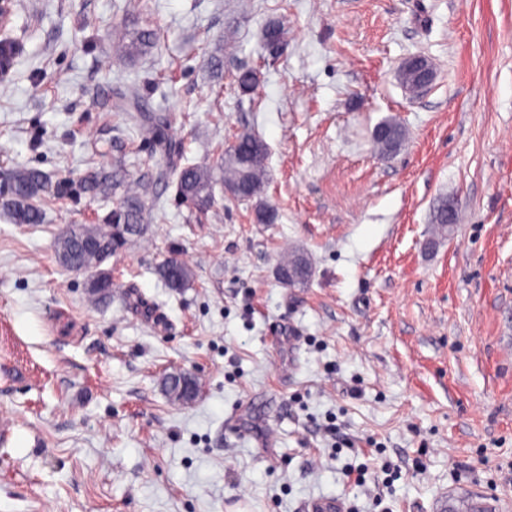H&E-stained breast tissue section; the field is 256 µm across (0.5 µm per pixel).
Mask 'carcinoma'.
<instances>
[{"instance_id": "obj_1", "label": "carcinoma", "mask_w": 512, "mask_h": 512, "mask_svg": "<svg viewBox=\"0 0 512 512\" xmlns=\"http://www.w3.org/2000/svg\"><path fill=\"white\" fill-rule=\"evenodd\" d=\"M285 28L278 21H270L263 31V46L285 42ZM156 43V34L150 30L132 29L122 37L118 46L119 54L134 59L151 51ZM114 111L126 115L133 121L142 137L163 144L172 117L165 113L141 112L139 93L130 86L113 103ZM388 126L382 137H374L381 154L393 151L403 143L405 130L399 124L383 121ZM267 145L251 133H242L221 153L218 166L191 164L178 166L177 160L170 159L172 172L176 175L177 194L180 201L199 211H208L214 206V187L218 182L241 185L234 193L239 201L260 197L267 180L265 158ZM124 188L122 199L115 207L102 215H96L92 224H71L57 239L56 253L60 265L66 269L79 265L88 273L87 294L96 303H105L112 297V269L106 267L107 260L122 250L134 238L145 234L144 224L146 200L152 194L148 182L125 183L119 173L107 172L90 167L77 181L67 177H52L33 167L20 168L0 183V207L16 224H39L43 219V207L61 198L75 200L83 196L106 197L118 188ZM458 212L448 208V201H442L434 214L435 232L440 235L448 231V225L457 224ZM279 271L290 274L282 281L286 286L305 283L311 274L307 259L299 252L285 256L279 264ZM157 273L168 287L175 290L186 287L193 278L191 268L181 263L171 267L164 261ZM162 388L168 400L176 405H185L188 400L198 397V378L186 380L181 375H166Z\"/></svg>"}]
</instances>
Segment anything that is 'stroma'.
<instances>
[{
    "mask_svg": "<svg viewBox=\"0 0 512 512\" xmlns=\"http://www.w3.org/2000/svg\"><path fill=\"white\" fill-rule=\"evenodd\" d=\"M128 25L156 33L147 56L114 55ZM4 33L0 180L102 166L158 200L101 305L55 240L112 200L0 213V512H512V0H14ZM414 55L435 69L416 98L397 79ZM132 79L185 163L262 138L276 221L220 186L217 211L183 205L112 112ZM388 119L407 137L385 157ZM444 198L460 219L441 237ZM291 250L312 264L298 288L276 276ZM173 255L193 271L179 292L156 272ZM179 369L201 383L184 406L160 387ZM378 447L401 472L383 491Z\"/></svg>",
    "mask_w": 512,
    "mask_h": 512,
    "instance_id": "stroma-1",
    "label": "stroma"
}]
</instances>
